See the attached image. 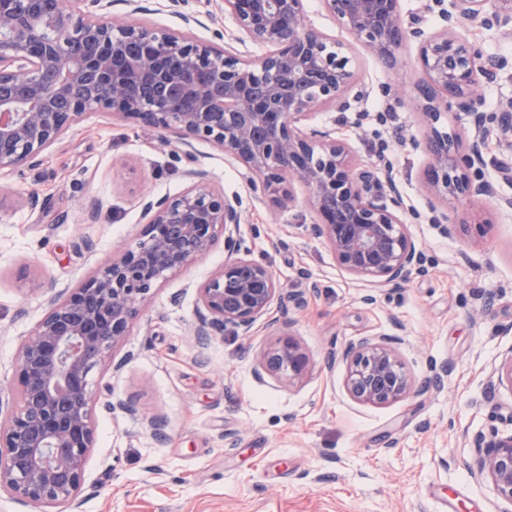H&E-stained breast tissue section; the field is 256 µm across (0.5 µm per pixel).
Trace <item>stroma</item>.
I'll return each mask as SVG.
<instances>
[{
  "label": "stroma",
  "instance_id": "35a3bbf8",
  "mask_svg": "<svg viewBox=\"0 0 512 512\" xmlns=\"http://www.w3.org/2000/svg\"><path fill=\"white\" fill-rule=\"evenodd\" d=\"M129 13L112 0L111 16L179 31L168 0H139ZM200 23L192 36L223 45L235 24L220 0H192ZM417 46L408 43L392 72L365 55L357 73L371 89L356 124L351 112H321L314 125L335 131L365 163L386 156L404 205L424 209L427 154L413 148L424 128L412 100ZM396 92L383 94L382 85ZM197 164L226 195L247 196L256 176L216 146L195 145ZM186 165L159 130L103 111L86 113L37 166L0 172V422L17 411L22 341L57 292L78 286L138 237L140 199L175 195ZM36 204H29V197ZM101 198L96 221L81 205ZM488 219L486 236L452 227L440 234L413 224L429 273L401 288L376 287L337 265L309 237L295 210L246 211L238 236L251 258L269 265L282 298L241 336L198 347L190 329L199 287L224 264V246L169 276L145 306L111 362L92 375L101 401L130 399L136 415L95 409V433L80 497L82 512H503L489 482L470 474L466 434L512 431V390L494 375L512 349V212L494 200L456 204L455 218ZM286 247H276L277 239ZM33 289L15 280L19 262ZM307 278H300V271ZM390 336L416 381L447 368L441 387L386 406L354 400L346 366L327 367L330 352L361 337ZM308 355L295 379L261 372L264 353L281 339ZM167 422L149 433V418Z\"/></svg>",
  "mask_w": 512,
  "mask_h": 512
}]
</instances>
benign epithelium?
Masks as SVG:
<instances>
[{"label": "benign epithelium", "instance_id": "benign-epithelium-1", "mask_svg": "<svg viewBox=\"0 0 512 512\" xmlns=\"http://www.w3.org/2000/svg\"><path fill=\"white\" fill-rule=\"evenodd\" d=\"M348 43L307 23V0H224L236 40L262 48L241 57L182 32L101 14L105 0H0V171L34 164L87 112L105 110L166 133L189 162L193 143L208 142L254 173L252 202L295 206L293 182L308 189L306 231L323 241L347 273L399 288L427 274L424 251L408 224L427 220L446 234L448 209L462 199L496 198L485 177L483 146L494 133L512 151V99L482 110L480 87L512 70V58L483 56L466 24L512 39V0H322ZM435 14L440 27H422ZM417 44L416 85L430 156L423 173L427 211L404 208L389 162L358 163L349 144L309 124L316 112H354L369 90L353 66L354 45L388 68L403 46ZM470 117L464 141L442 132L444 112ZM174 196L143 201L141 237L72 289L51 297L21 345L16 384L20 407L0 426V488L19 500L80 512V489L94 437L97 404L91 374L129 335L142 306L167 275L206 256L224 237V267L199 287L193 336L208 344L227 327L250 335L277 297L271 268L249 257L237 236L243 200L213 188L201 169L185 171ZM345 388L355 400L384 406L441 386L447 369L415 383L392 341L361 338L340 353ZM308 356L282 339L261 361L295 378ZM512 390V349L496 369ZM471 475L488 479L512 506V432H478Z\"/></svg>", "mask_w": 512, "mask_h": 512}]
</instances>
